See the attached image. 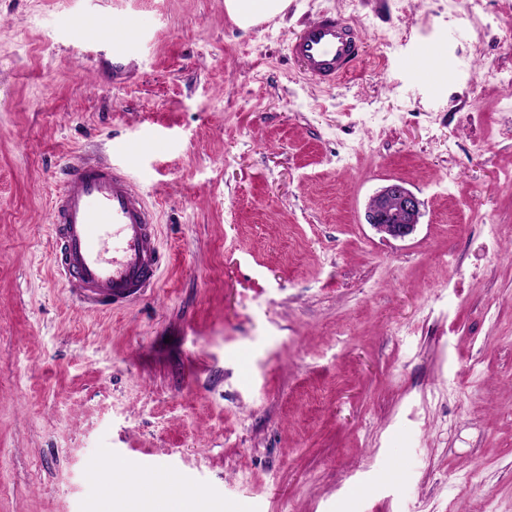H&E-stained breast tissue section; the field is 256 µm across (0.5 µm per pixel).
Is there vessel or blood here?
I'll list each match as a JSON object with an SVG mask.
<instances>
[{
    "mask_svg": "<svg viewBox=\"0 0 512 512\" xmlns=\"http://www.w3.org/2000/svg\"><path fill=\"white\" fill-rule=\"evenodd\" d=\"M288 50L308 79L330 86L355 74L366 37L361 27L326 14L304 24ZM133 62L132 42L115 33L101 67L117 80ZM52 218L56 273L85 309H116L156 286L162 264L153 244L156 215L122 164L90 155L71 163L53 199Z\"/></svg>",
    "mask_w": 512,
    "mask_h": 512,
    "instance_id": "vessel-or-blood-1",
    "label": "vessel or blood"
}]
</instances>
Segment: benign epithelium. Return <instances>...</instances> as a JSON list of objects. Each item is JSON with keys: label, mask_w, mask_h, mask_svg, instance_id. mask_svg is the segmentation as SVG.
I'll return each mask as SVG.
<instances>
[{"label": "benign epithelium", "mask_w": 512, "mask_h": 512, "mask_svg": "<svg viewBox=\"0 0 512 512\" xmlns=\"http://www.w3.org/2000/svg\"><path fill=\"white\" fill-rule=\"evenodd\" d=\"M421 200L401 182L384 186L367 207L366 221L378 232L393 238L412 235L421 216Z\"/></svg>", "instance_id": "1"}]
</instances>
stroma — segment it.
<instances>
[{
	"label": "stroma",
	"instance_id": "stroma-1",
	"mask_svg": "<svg viewBox=\"0 0 512 512\" xmlns=\"http://www.w3.org/2000/svg\"><path fill=\"white\" fill-rule=\"evenodd\" d=\"M465 8L0 0V512H96L115 468L225 512H512V91L478 78L512 76V0ZM328 12L367 41L333 87L287 49ZM122 145L164 263L94 313L48 271L50 200ZM396 180L402 240L365 219ZM288 0H225L224 4L241 27L276 17L286 8ZM134 49L131 41L116 32L109 40L108 51L100 60L102 68L112 70V80L117 81L133 66ZM421 200L401 182L384 186L367 207L366 221L393 239L412 235L421 216Z\"/></svg>",
	"mask_w": 512,
	"mask_h": 512
}]
</instances>
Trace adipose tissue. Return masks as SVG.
<instances>
[{
  "mask_svg": "<svg viewBox=\"0 0 512 512\" xmlns=\"http://www.w3.org/2000/svg\"><path fill=\"white\" fill-rule=\"evenodd\" d=\"M196 497L186 495L174 479L154 477L131 495H105L99 512H196Z\"/></svg>",
  "mask_w": 512,
  "mask_h": 512,
  "instance_id": "obj_1",
  "label": "adipose tissue"
}]
</instances>
